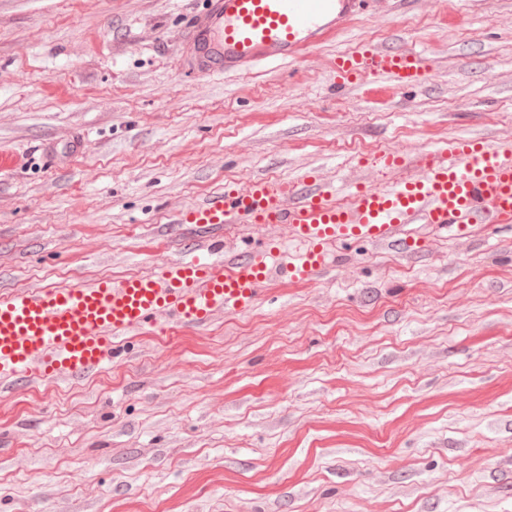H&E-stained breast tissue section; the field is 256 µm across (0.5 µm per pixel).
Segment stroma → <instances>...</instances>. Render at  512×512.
<instances>
[{"instance_id":"1","label":"stroma","mask_w":512,"mask_h":512,"mask_svg":"<svg viewBox=\"0 0 512 512\" xmlns=\"http://www.w3.org/2000/svg\"><path fill=\"white\" fill-rule=\"evenodd\" d=\"M204 5L0 0V287L187 257L202 228L175 212L256 175L346 185L391 149L512 142V0L377 4L305 60L201 82L181 36ZM365 42L430 78L333 91ZM414 236L329 245L332 277L1 397L0 512H512V227ZM287 238L224 229L240 252Z\"/></svg>"}]
</instances>
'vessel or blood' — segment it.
Instances as JSON below:
<instances>
[{
  "mask_svg": "<svg viewBox=\"0 0 512 512\" xmlns=\"http://www.w3.org/2000/svg\"><path fill=\"white\" fill-rule=\"evenodd\" d=\"M365 2L208 0L184 39L190 71L210 80L261 63L305 59L336 39ZM333 74L340 91L377 87L385 79L401 86L426 82L431 65L416 50L365 43L337 56ZM379 165L401 171V178L386 188L359 181L345 192L311 174L278 184L256 176L245 188L212 192L175 215L176 223L207 228L191 257L157 261L150 273L1 291L0 389L93 375L120 357L118 338L155 330L161 314L168 325L202 330L217 313L249 312L273 280L300 286L323 278L330 243L392 247L412 224L467 235L512 223V149L462 139L410 157L389 152ZM230 224L287 225L298 247L225 252L219 230Z\"/></svg>",
  "mask_w": 512,
  "mask_h": 512,
  "instance_id": "vessel-or-blood-1",
  "label": "vessel or blood"
}]
</instances>
